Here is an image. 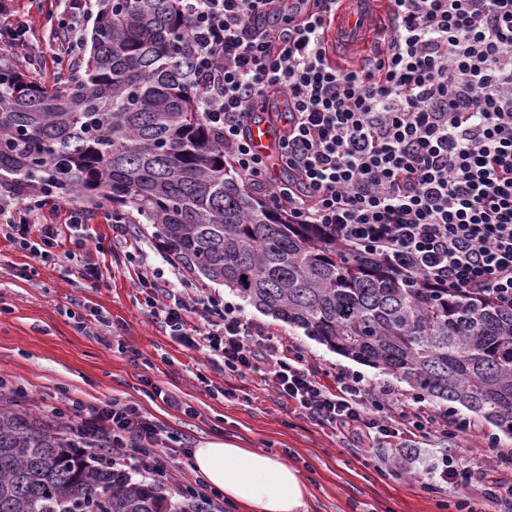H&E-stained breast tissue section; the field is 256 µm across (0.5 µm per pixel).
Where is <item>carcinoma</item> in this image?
Wrapping results in <instances>:
<instances>
[{
    "label": "carcinoma",
    "instance_id": "carcinoma-1",
    "mask_svg": "<svg viewBox=\"0 0 512 512\" xmlns=\"http://www.w3.org/2000/svg\"><path fill=\"white\" fill-rule=\"evenodd\" d=\"M190 44L180 0H97L83 73L53 88L0 65V184L114 214L130 204L259 310L512 433V311L430 288L264 204L230 173ZM79 444L72 427L0 400V512H185Z\"/></svg>",
    "mask_w": 512,
    "mask_h": 512
}]
</instances>
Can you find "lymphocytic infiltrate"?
<instances>
[{"mask_svg":"<svg viewBox=\"0 0 512 512\" xmlns=\"http://www.w3.org/2000/svg\"><path fill=\"white\" fill-rule=\"evenodd\" d=\"M182 0L207 118L221 127L234 171L267 188L294 223L326 225L336 243L384 257L432 286L491 294L512 309V0H391L397 25L375 66L336 69L324 48L336 0ZM286 97L285 133L272 175L247 124L269 91ZM0 192V235L37 251L58 235L29 218L47 197L14 211ZM151 314L191 348L222 358L228 374H258L282 404L339 439L419 442L431 433L480 437L479 455L444 461L439 477L467 487L490 466L512 472V452L466 416L429 411L424 396L392 399L360 374L324 383L302 352L245 320L239 305L204 291L161 286L138 270ZM78 431L111 432L102 462L166 478L163 430L112 401Z\"/></svg>","mask_w":512,"mask_h":512,"instance_id":"lymphocytic-infiltrate-1","label":"lymphocytic infiltrate"}]
</instances>
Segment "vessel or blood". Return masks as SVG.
Wrapping results in <instances>:
<instances>
[{
  "instance_id": "obj_1",
  "label": "vessel or blood",
  "mask_w": 512,
  "mask_h": 512,
  "mask_svg": "<svg viewBox=\"0 0 512 512\" xmlns=\"http://www.w3.org/2000/svg\"><path fill=\"white\" fill-rule=\"evenodd\" d=\"M390 0H339L326 36L328 60L337 68H361L368 47L392 30ZM249 139L257 152L276 155L280 134L264 123H250Z\"/></svg>"
}]
</instances>
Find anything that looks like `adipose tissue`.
Wrapping results in <instances>:
<instances>
[{
  "mask_svg": "<svg viewBox=\"0 0 512 512\" xmlns=\"http://www.w3.org/2000/svg\"><path fill=\"white\" fill-rule=\"evenodd\" d=\"M192 464L237 512H308L307 482L275 453L214 439L194 449Z\"/></svg>",
  "mask_w": 512,
  "mask_h": 512,
  "instance_id": "ef3b65f1",
  "label": "adipose tissue"
}]
</instances>
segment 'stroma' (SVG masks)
<instances>
[{"label":"stroma","mask_w":512,"mask_h":512,"mask_svg":"<svg viewBox=\"0 0 512 512\" xmlns=\"http://www.w3.org/2000/svg\"><path fill=\"white\" fill-rule=\"evenodd\" d=\"M65 15L58 0H0V22L27 20L37 61L0 48V61L44 84L61 71L78 68L82 52L61 54L54 36ZM72 202L54 197L30 218L60 226L55 260L16 248L0 237V385L42 417L52 408L77 406L81 413L117 400L132 404L164 428L178 447L194 449L212 439L282 455L309 484L312 512H457L460 499L502 505L489 493L498 475L476 473L467 488L438 489L442 457L459 458L466 438L427 440L415 448L398 442L350 448L332 431L280 406L258 375L225 374L221 358L206 359L145 304L146 290L122 248L112 241L111 205H85L89 240L75 247L64 224ZM74 252L66 261V252ZM102 278H81L83 267ZM106 316L99 325L94 313ZM246 320L263 332L297 346L321 369L363 374L370 383L411 395L392 374L336 354L304 331L243 304ZM176 394L192 414L168 407L152 394L153 385Z\"/></svg>","instance_id":"35a3bbf8"}]
</instances>
